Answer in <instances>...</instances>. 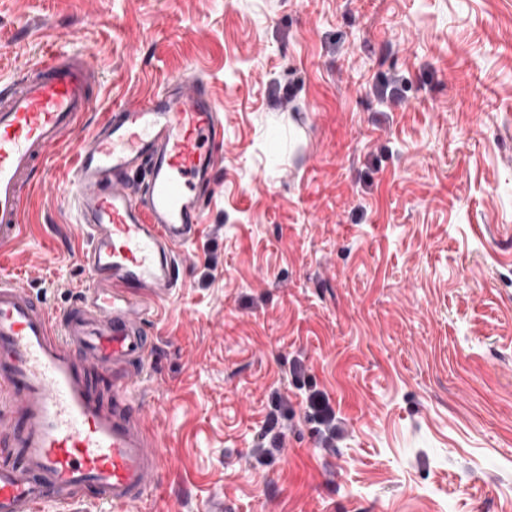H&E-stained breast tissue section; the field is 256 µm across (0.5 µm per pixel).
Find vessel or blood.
I'll return each instance as SVG.
<instances>
[{
    "instance_id": "obj_1",
    "label": "vessel or blood",
    "mask_w": 512,
    "mask_h": 512,
    "mask_svg": "<svg viewBox=\"0 0 512 512\" xmlns=\"http://www.w3.org/2000/svg\"><path fill=\"white\" fill-rule=\"evenodd\" d=\"M92 56L58 46L0 87V250L24 237V201L91 106ZM224 124L206 82L185 76L125 102L75 146L67 197L91 281L51 308L0 275V512H97L143 501L161 464L134 384L157 347L146 332L177 285L203 218ZM145 169L144 184L129 183ZM112 380L103 404L91 372Z\"/></svg>"
}]
</instances>
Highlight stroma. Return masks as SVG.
Here are the masks:
<instances>
[{"mask_svg": "<svg viewBox=\"0 0 512 512\" xmlns=\"http://www.w3.org/2000/svg\"><path fill=\"white\" fill-rule=\"evenodd\" d=\"M55 36L96 54L78 137L182 73L224 120L132 512H512V0H0V85ZM73 164L0 252L58 310L89 281ZM309 405L314 410L316 419L336 434V413L329 403L320 394H312L309 397Z\"/></svg>", "mask_w": 512, "mask_h": 512, "instance_id": "1", "label": "stroma"}]
</instances>
